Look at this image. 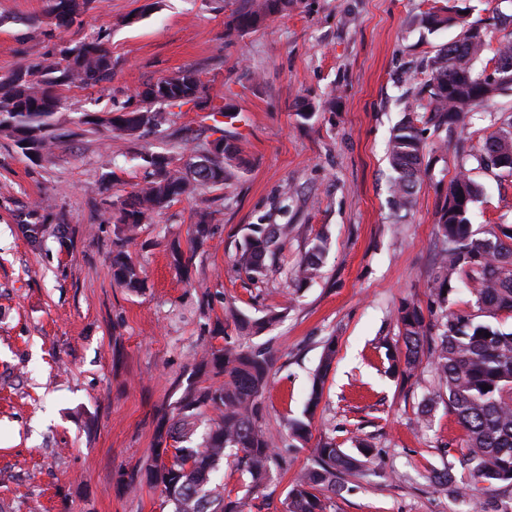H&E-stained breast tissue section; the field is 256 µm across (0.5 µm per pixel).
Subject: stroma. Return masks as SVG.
<instances>
[{"label": "stroma", "mask_w": 512, "mask_h": 512, "mask_svg": "<svg viewBox=\"0 0 512 512\" xmlns=\"http://www.w3.org/2000/svg\"><path fill=\"white\" fill-rule=\"evenodd\" d=\"M46 7L0 0V76L44 52ZM231 7L101 0L56 39L102 38L111 81L66 91L61 138L43 157L24 156L0 133V512H163L143 467L158 446L173 447L171 418L203 352L228 338L271 349L262 424L287 447L285 423L302 418L330 336L336 358L311 438L332 435L347 449L364 441L375 456L327 512H478L485 493L456 499L429 481L461 427L441 402L417 422L431 378L402 383L385 357L386 344L401 342L400 301H426L434 286L436 213L465 162L456 147L428 145L431 177L413 207L398 210L388 140L416 102V73L456 32L420 26L426 0H296L288 14L229 37ZM185 68L210 86L212 106L236 111L229 129L248 167L142 224L127 251L146 286L133 292L112 277V197L142 183L141 152L199 150L213 120L186 105L165 112L161 135L131 140L79 116L106 115ZM471 177L483 188L475 229L512 224V176ZM202 211L211 235L176 271L169 245L189 244ZM251 224L288 227L280 271L256 285L236 269ZM318 237L327 241L321 273L294 288L283 271ZM272 310L278 320L259 335L232 319Z\"/></svg>", "instance_id": "stroma-1"}]
</instances>
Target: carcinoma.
Masks as SVG:
<instances>
[{
    "instance_id": "cac0c4a2",
    "label": "carcinoma",
    "mask_w": 512,
    "mask_h": 512,
    "mask_svg": "<svg viewBox=\"0 0 512 512\" xmlns=\"http://www.w3.org/2000/svg\"><path fill=\"white\" fill-rule=\"evenodd\" d=\"M98 4L99 0H50L53 28L44 31V37L51 40L55 30L81 23ZM234 5L227 21L229 36L261 27L268 18L288 11L293 0H234ZM419 23L431 32L457 28L459 33L427 60L419 102L389 138L391 194L404 210L413 206L418 187L430 177L423 126L431 127L435 139L446 147L471 112L512 89V33L498 38L494 31L468 22L451 0H434ZM482 59L487 67L478 71L476 63ZM113 69L112 54L99 38L53 44L40 59L0 77V131L30 136L36 155L42 156L54 139V115L63 106L61 91L109 82ZM157 92L165 98L162 106L166 108L205 106L209 101L208 87L197 71L187 68L146 87L140 97L148 106L126 101L103 118L84 115L83 123L105 125L134 139L155 134L162 125V112L151 109L157 104ZM493 124L497 128L484 129L468 157L495 175H512V116L495 117ZM217 132L224 151L204 164L194 154L182 165L170 153L140 155L143 186L112 197L119 242L133 239L149 213L170 207L194 188H220L238 176L242 160L235 139L221 128ZM479 194L480 186L464 167L448 182L434 228L436 287L429 291L425 306L413 298L401 301L397 324L403 347H386L389 370L405 380L425 366L438 397L463 430L460 448L446 445L452 456L448 469L434 475L436 486L455 498L468 496L479 484L489 491L512 489V329L500 322L502 314H512V225L498 224L482 234L474 230L472 205ZM248 230L237 266L248 280L257 282L275 266L288 226L251 224ZM209 233L208 218L202 214L193 225L188 249L176 244L171 248L176 270L189 266L195 248ZM326 250L324 239L312 243L294 279L300 283L313 279ZM112 275L126 288L144 287L121 245L112 252ZM458 284L474 298L476 311L452 308L450 296ZM276 319L270 313L256 320L239 317L235 323L259 334ZM335 354L336 340L329 337L307 401L308 414L319 404ZM272 362L268 348L244 349L231 341L205 351L200 369L219 382L185 393L171 425L178 446L163 449L171 453L172 461L145 468L146 480L162 486L163 504L171 512H245L267 488L278 456L273 436L261 424ZM485 385L490 389L483 390ZM206 409L213 410L216 418L203 420ZM288 436L293 440L291 448L297 441H308V424L289 421ZM372 454L364 443L351 451L340 447L334 437L321 438L311 463L289 485L280 504L286 512H326L331 496L341 489L342 478L367 471ZM226 457L233 458L241 474L240 496L224 494V485L216 481L218 465ZM457 465L468 474L469 483H456L451 469Z\"/></svg>"
}]
</instances>
